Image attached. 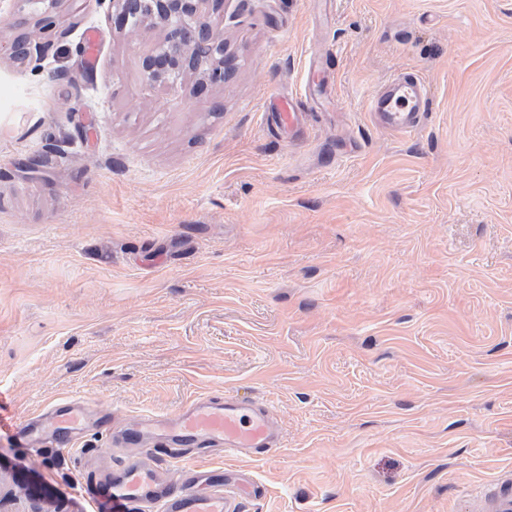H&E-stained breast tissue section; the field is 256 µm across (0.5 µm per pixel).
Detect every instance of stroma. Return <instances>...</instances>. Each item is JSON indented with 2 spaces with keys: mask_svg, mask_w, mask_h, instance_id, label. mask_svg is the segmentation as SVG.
<instances>
[{
  "mask_svg": "<svg viewBox=\"0 0 512 512\" xmlns=\"http://www.w3.org/2000/svg\"><path fill=\"white\" fill-rule=\"evenodd\" d=\"M59 11L40 67L0 55V512L38 486L110 512L87 485L129 458L180 485L189 450L111 426L26 447L15 423L84 395L119 419L271 406L281 447L198 462L250 485L242 512H463L512 474V0H224L227 80L176 94L140 74L159 29ZM405 71L431 96L398 136L369 103ZM288 94L295 138L265 117Z\"/></svg>",
  "mask_w": 512,
  "mask_h": 512,
  "instance_id": "1",
  "label": "stroma"
}]
</instances>
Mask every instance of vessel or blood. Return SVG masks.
Listing matches in <instances>:
<instances>
[{"label": "vessel or blood", "mask_w": 512, "mask_h": 512, "mask_svg": "<svg viewBox=\"0 0 512 512\" xmlns=\"http://www.w3.org/2000/svg\"><path fill=\"white\" fill-rule=\"evenodd\" d=\"M427 100L425 79L411 72L386 82L372 98L369 110L384 131L409 134L417 129ZM96 408L94 401L84 398L78 406L55 409L52 434L77 438ZM122 424L126 432L122 445L126 448L148 441L157 448H208L249 457L256 450L279 447L281 440V429L267 408L242 404L228 394L199 396L170 416L131 417L123 419ZM105 491L107 496L119 497L127 512L145 498L157 499L161 512H232L221 494H199L189 486L180 493H171L168 482L136 460L114 474ZM467 512H512V476H499L470 494Z\"/></svg>", "instance_id": "obj_1"}]
</instances>
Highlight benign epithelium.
I'll return each mask as SVG.
<instances>
[{
	"instance_id": "1",
	"label": "benign epithelium",
	"mask_w": 512,
	"mask_h": 512,
	"mask_svg": "<svg viewBox=\"0 0 512 512\" xmlns=\"http://www.w3.org/2000/svg\"><path fill=\"white\" fill-rule=\"evenodd\" d=\"M39 5L30 18L32 27L45 31L61 22L62 0H28ZM112 17L119 29L160 25L163 35L155 50L142 57V78L149 84L177 85L185 75L194 77L202 88L222 86L227 68L224 35L210 22L211 15L224 7V0H109ZM45 47L19 36L8 44L9 57L28 62L41 57Z\"/></svg>"
}]
</instances>
